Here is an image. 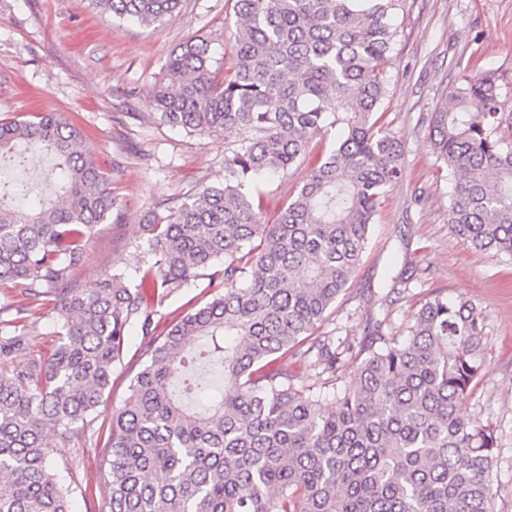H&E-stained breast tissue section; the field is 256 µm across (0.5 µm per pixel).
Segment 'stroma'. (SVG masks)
<instances>
[{
	"label": "stroma",
	"mask_w": 512,
	"mask_h": 512,
	"mask_svg": "<svg viewBox=\"0 0 512 512\" xmlns=\"http://www.w3.org/2000/svg\"><path fill=\"white\" fill-rule=\"evenodd\" d=\"M233 5L182 0L171 18L147 27L100 14L90 0H0V120L60 114L80 128L125 202L122 226H97L84 264L72 274L76 288L91 291L103 274L130 268L133 234L159 202L223 180V136L156 125L151 88L169 54L188 39L207 40L217 63L229 60L237 31ZM394 24L381 123L402 141V175L382 200L357 273L318 333L356 342L375 317L385 335L403 336L411 314L432 294L475 303L485 317L488 351L460 411L496 424L492 508L512 512V256L477 252L452 232V183L429 143L432 113L472 71L496 73L501 110L512 114V0H402ZM336 137L332 131L314 138L300 165L268 187L266 223L296 197ZM408 268L415 272L409 288L391 292L393 279ZM12 303L32 314L19 350L0 365L46 359L57 342L51 303L0 283V307ZM128 385L124 369L114 370L95 420L56 446L55 471L71 490L72 512H110L103 440Z\"/></svg>",
	"instance_id": "35a3bbf8"
}]
</instances>
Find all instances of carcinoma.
Returning a JSON list of instances; mask_svg holds the SVG:
<instances>
[{"label": "carcinoma", "instance_id": "obj_1", "mask_svg": "<svg viewBox=\"0 0 512 512\" xmlns=\"http://www.w3.org/2000/svg\"><path fill=\"white\" fill-rule=\"evenodd\" d=\"M92 2L155 26L181 0ZM398 2L234 0L224 76L203 40L173 52L153 88V120L224 135V181L163 200L138 227L132 271L103 275L88 294L62 284L95 227L121 224L123 200L66 119L0 123V160L20 165L42 146L60 165L55 199L26 211L9 200L27 183L0 181V282L53 295L60 321L50 358L0 370V512H70L45 429L66 442L98 412L134 324L145 361L104 444L111 512H493L496 425L459 411L486 359L473 302L434 294L402 337L384 335L379 319L343 348L314 335L402 173L401 144L376 118ZM506 122L498 79L481 71L448 92L429 140L454 182L452 231L511 256ZM338 124L336 147L277 221H262L258 177L287 174ZM198 280L211 298L158 332L156 308ZM12 310L0 319V354L30 312L0 309ZM290 359L307 364L311 385L294 383Z\"/></svg>", "mask_w": 512, "mask_h": 512}]
</instances>
